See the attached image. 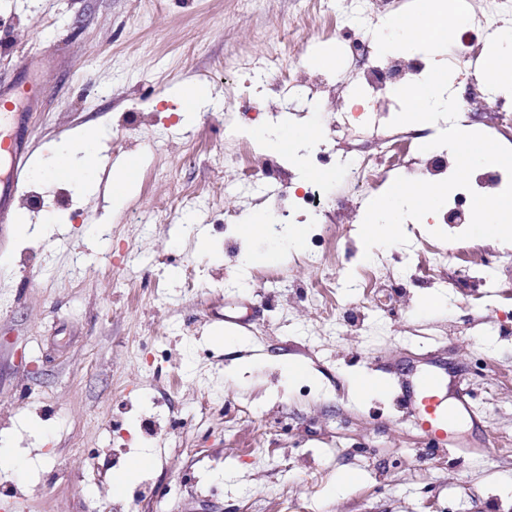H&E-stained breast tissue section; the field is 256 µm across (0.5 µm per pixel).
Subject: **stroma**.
Returning <instances> with one entry per match:
<instances>
[{"label":"stroma","instance_id":"35a3bbf8","mask_svg":"<svg viewBox=\"0 0 512 512\" xmlns=\"http://www.w3.org/2000/svg\"><path fill=\"white\" fill-rule=\"evenodd\" d=\"M291 0H0V87L33 81L22 107L28 166L0 224V448L25 458L0 469V512H512V455L494 440L512 434V306L466 279V264L502 253L495 274L512 275V243L435 238L406 220V245L365 253L361 216L332 224L318 243L309 225L294 241L244 234L257 203L233 192L239 171L229 148L265 169L272 194L287 198L306 170L327 172L325 201L352 190L335 158L304 165L270 151L251 131L302 117L326 130L349 89L302 113L227 112L224 59L262 56L260 29L283 22ZM316 18L299 59L302 75L345 72L348 60ZM197 82L214 104L183 122L172 88ZM96 127L103 163L95 178L75 168L40 179L55 150ZM137 168L130 195L112 197V169ZM196 192L200 213L176 208ZM237 222L225 225V212ZM29 230H21V223ZM317 249L336 282L334 325L311 302ZM277 250L282 263L252 267L245 254ZM448 259L431 278L415 269L433 252ZM376 277L363 284L362 272ZM441 295L440 308L425 307ZM236 332L250 345L225 347ZM244 371H236L239 358ZM306 367L288 377L286 362ZM435 367L448 400L473 419L457 429L459 451L429 446L398 406L407 375ZM364 375L378 390L354 394ZM250 407L251 420L224 429V415ZM268 433L270 454L248 455ZM148 463L126 475L129 461ZM357 474L350 486L343 474Z\"/></svg>","mask_w":512,"mask_h":512}]
</instances>
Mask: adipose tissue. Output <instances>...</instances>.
Returning a JSON list of instances; mask_svg holds the SVG:
<instances>
[{"label":"adipose tissue","instance_id":"ef3b65f1","mask_svg":"<svg viewBox=\"0 0 512 512\" xmlns=\"http://www.w3.org/2000/svg\"><path fill=\"white\" fill-rule=\"evenodd\" d=\"M448 27V16L438 6V0H422L420 7L408 23L400 24L387 21L385 29L389 40L384 41L383 51L394 47L416 53H439L447 45L445 31ZM253 137L270 146L277 153L297 154L304 144L319 140V130L310 124L298 121H283L276 132H268L259 127L252 132Z\"/></svg>","mask_w":512,"mask_h":512}]
</instances>
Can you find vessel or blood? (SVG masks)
<instances>
[{
  "instance_id": "1",
  "label": "vessel or blood",
  "mask_w": 512,
  "mask_h": 512,
  "mask_svg": "<svg viewBox=\"0 0 512 512\" xmlns=\"http://www.w3.org/2000/svg\"><path fill=\"white\" fill-rule=\"evenodd\" d=\"M37 92L34 84L16 86L11 92H0V112L15 111L18 105L30 100ZM0 156L9 158L14 171H22L26 156L15 136L0 133ZM399 406L408 417L438 446L450 445L457 423L470 414L468 405L459 401L449 403L443 374L435 369L419 373L415 379L400 386Z\"/></svg>"
}]
</instances>
